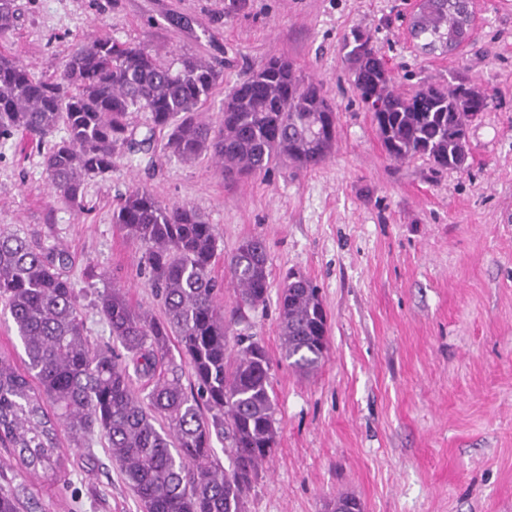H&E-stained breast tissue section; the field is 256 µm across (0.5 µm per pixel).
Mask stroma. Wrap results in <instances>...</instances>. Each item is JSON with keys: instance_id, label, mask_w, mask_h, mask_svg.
<instances>
[{"instance_id": "1", "label": "stroma", "mask_w": 512, "mask_h": 512, "mask_svg": "<svg viewBox=\"0 0 512 512\" xmlns=\"http://www.w3.org/2000/svg\"><path fill=\"white\" fill-rule=\"evenodd\" d=\"M413 0H18L0 49L35 76H59L82 40L109 37L172 62H222L202 110L215 119L228 92L265 61L292 62L322 83L337 115L336 146L318 167L284 164L227 180L213 162L156 152L120 158L88 187L85 212L51 194L35 140L0 142V226L37 246L63 245L93 344L110 340L93 301L110 285L135 306L159 304L141 251L112 222L121 195L151 190L195 207L220 237L212 266L220 302L235 307L224 262L247 237L267 247L269 299L231 324L271 359L278 447L247 512H329L341 495L363 512H512V0H474L470 42L452 55L410 34ZM367 35L406 93L468 71L490 96L468 129L464 169L387 156L341 51ZM318 285L329 347L302 376L282 356L278 294L288 273ZM56 479L28 473L0 447V486L32 494L23 512H143L103 445L78 455L59 432Z\"/></svg>"}]
</instances>
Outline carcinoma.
<instances>
[{
  "label": "carcinoma",
  "instance_id": "1",
  "mask_svg": "<svg viewBox=\"0 0 512 512\" xmlns=\"http://www.w3.org/2000/svg\"><path fill=\"white\" fill-rule=\"evenodd\" d=\"M467 6L468 0H424L411 23L414 37L425 48H459L472 35L463 30ZM18 19L15 0H0V35ZM342 50L391 159L421 155L441 170L465 166L468 126L487 108L485 90L458 73L446 86L406 94L363 35L344 41ZM222 81L218 62L183 56L174 67L144 47L106 37L81 42L57 79L36 77L0 50V139H37L54 195L78 213L85 211L89 183L112 173L116 159L148 151L157 130L165 132V153L190 163L210 158L224 177L265 172L279 162L309 170L332 153L334 105L319 83L297 78L290 61L269 58L225 95L216 120L205 122L199 112ZM135 111L150 120L140 140L129 129ZM60 128L66 137L48 140ZM112 223L142 250L160 314L132 305L123 288L104 289L94 303L112 336L104 346L86 334L68 250L34 247L0 229V301L25 354L22 369L0 359V445L21 467L54 477L59 428L87 453L98 434L143 512H246L259 471L277 448L276 408L264 345L239 336L236 353L228 350L221 288L211 276L219 251L215 228L194 207L165 205L144 188L121 197ZM267 261L264 243L253 237L227 259L239 321L244 309L266 303ZM278 306L282 354L307 376L328 346L320 289L290 274ZM178 358L190 366L188 386ZM135 379L146 395L133 388ZM216 440L227 443V469L214 463ZM27 497L23 485L0 488V512H19ZM332 512L363 510L356 498L339 496Z\"/></svg>",
  "mask_w": 512,
  "mask_h": 512
}]
</instances>
